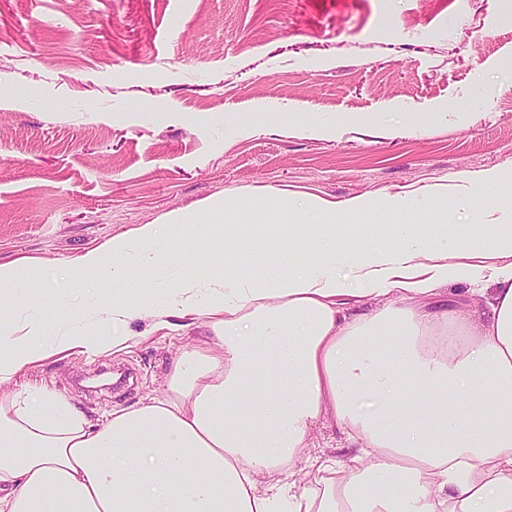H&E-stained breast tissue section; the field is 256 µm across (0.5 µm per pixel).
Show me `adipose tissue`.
<instances>
[{
	"label": "adipose tissue",
	"mask_w": 512,
	"mask_h": 512,
	"mask_svg": "<svg viewBox=\"0 0 512 512\" xmlns=\"http://www.w3.org/2000/svg\"><path fill=\"white\" fill-rule=\"evenodd\" d=\"M178 213L113 237L69 265L71 280L109 281L99 322L204 320L210 331L173 364L164 396L91 423L66 397L26 388L0 404V512H512V224L450 244L400 227L383 250L348 231L336 206L307 202L321 223L272 237L284 196L225 223ZM272 254L259 272L221 273L226 244ZM205 252L215 271L158 282L173 258ZM348 266L355 281L336 274ZM144 271L134 289L112 283ZM30 261L0 264V294L35 290ZM489 275L478 324L438 309L442 286ZM382 299L366 309L367 298ZM36 305L23 329L0 319V384L52 353L97 355L124 337L74 329L47 338ZM374 395L363 413L358 402ZM358 449L349 465L303 456L319 422ZM301 470L321 500L261 476Z\"/></svg>",
	"instance_id": "obj_1"
}]
</instances>
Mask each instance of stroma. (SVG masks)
<instances>
[{"mask_svg": "<svg viewBox=\"0 0 512 512\" xmlns=\"http://www.w3.org/2000/svg\"><path fill=\"white\" fill-rule=\"evenodd\" d=\"M282 112L290 130L267 120ZM263 193L295 209L280 235L308 198L366 200L386 250L402 224L512 222V0H0V263L34 262L35 299L81 306L103 282L59 292L69 262ZM122 333L125 349L28 366L0 400L36 384L101 421L163 396L207 336L150 316Z\"/></svg>", "mask_w": 512, "mask_h": 512, "instance_id": "obj_1", "label": "stroma"}]
</instances>
